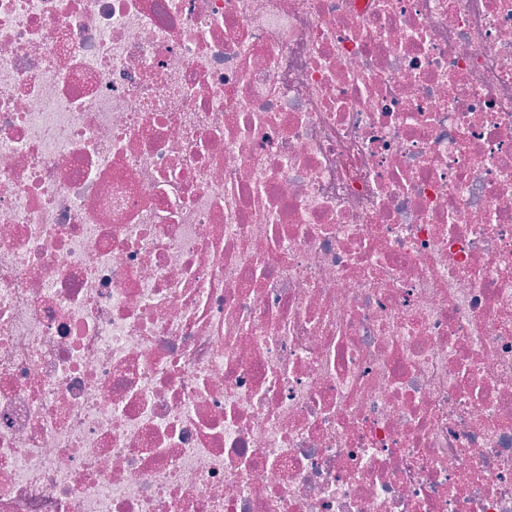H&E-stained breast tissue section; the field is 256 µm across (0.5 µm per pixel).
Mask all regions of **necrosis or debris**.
<instances>
[{"mask_svg": "<svg viewBox=\"0 0 512 512\" xmlns=\"http://www.w3.org/2000/svg\"><path fill=\"white\" fill-rule=\"evenodd\" d=\"M0 512H512V0H0Z\"/></svg>", "mask_w": 512, "mask_h": 512, "instance_id": "4bbe7bcc", "label": "necrosis or debris"}]
</instances>
